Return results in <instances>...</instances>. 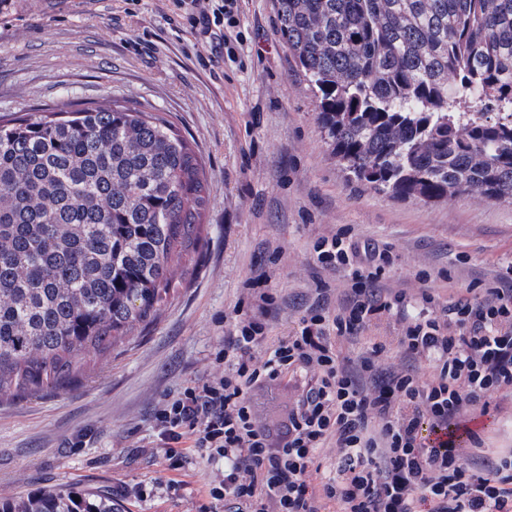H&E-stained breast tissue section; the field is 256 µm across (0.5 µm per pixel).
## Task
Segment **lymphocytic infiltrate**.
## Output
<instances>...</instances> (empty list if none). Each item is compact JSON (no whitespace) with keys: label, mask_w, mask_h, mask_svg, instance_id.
I'll list each match as a JSON object with an SVG mask.
<instances>
[{"label":"lymphocytic infiltrate","mask_w":512,"mask_h":512,"mask_svg":"<svg viewBox=\"0 0 512 512\" xmlns=\"http://www.w3.org/2000/svg\"><path fill=\"white\" fill-rule=\"evenodd\" d=\"M390 248L347 230L313 244L314 286L288 335L269 340L277 305L266 274L215 357L223 374L165 399L155 413L163 456L224 461L207 496L234 512H512V448H486L475 417L512 400V265L493 285L441 298L390 288ZM346 286L332 288L328 274ZM396 331L401 366L374 343L346 353L379 323ZM266 346L267 355L255 350ZM287 382L275 424L254 417L252 386ZM335 451L331 469L318 462Z\"/></svg>","instance_id":"obj_1"}]
</instances>
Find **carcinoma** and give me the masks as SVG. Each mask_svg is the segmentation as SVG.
Here are the masks:
<instances>
[{
  "instance_id": "cac0c4a2",
  "label": "carcinoma",
  "mask_w": 512,
  "mask_h": 512,
  "mask_svg": "<svg viewBox=\"0 0 512 512\" xmlns=\"http://www.w3.org/2000/svg\"><path fill=\"white\" fill-rule=\"evenodd\" d=\"M277 26L356 181L425 202H512V0H277ZM201 156L124 106L0 120V403L65 389L159 319L203 256ZM0 512H122L50 488Z\"/></svg>"
}]
</instances>
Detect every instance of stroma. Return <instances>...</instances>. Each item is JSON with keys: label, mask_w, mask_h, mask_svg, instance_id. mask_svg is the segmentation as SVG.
<instances>
[{"label": "stroma", "mask_w": 512, "mask_h": 512, "mask_svg": "<svg viewBox=\"0 0 512 512\" xmlns=\"http://www.w3.org/2000/svg\"><path fill=\"white\" fill-rule=\"evenodd\" d=\"M239 16L230 58L171 0H11L0 11V119L63 103L162 113L202 156L210 195L203 258L155 324L86 356L68 388L0 403V499L99 487L126 512H208L223 463L178 468L153 454V414L220 374L214 357L254 270L283 299L270 338L294 327L322 235L348 226L390 246L389 287L428 284L443 297L493 285L512 263V203L400 200L349 179L275 32L276 0H240ZM470 427L485 447L512 448V403ZM171 478L183 488L170 490Z\"/></svg>", "instance_id": "stroma-1"}]
</instances>
